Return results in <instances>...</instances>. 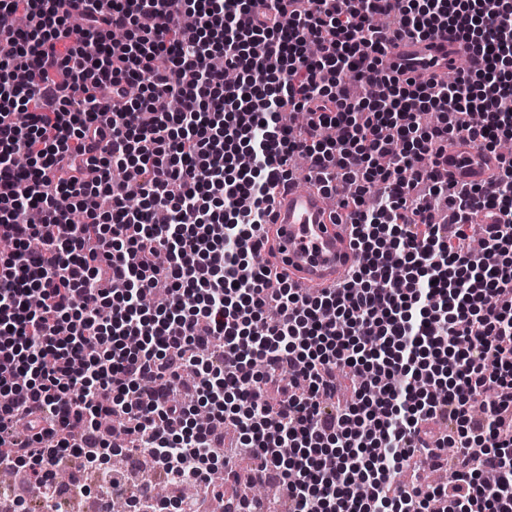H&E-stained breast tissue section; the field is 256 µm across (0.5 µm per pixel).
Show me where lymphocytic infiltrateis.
I'll use <instances>...</instances> for the list:
<instances>
[{
  "instance_id": "lymphocytic-infiltrate-1",
  "label": "lymphocytic infiltrate",
  "mask_w": 512,
  "mask_h": 512,
  "mask_svg": "<svg viewBox=\"0 0 512 512\" xmlns=\"http://www.w3.org/2000/svg\"><path fill=\"white\" fill-rule=\"evenodd\" d=\"M67 2L0 0V460L52 488L74 430L97 456L123 412L166 481L205 480L230 424L290 512H512V159L470 192L436 173L450 136H512V0ZM451 31L479 66L377 74L385 42ZM297 156L361 256L315 295L249 261ZM472 196L507 218L478 251ZM419 457L453 483L394 493Z\"/></svg>"
}]
</instances>
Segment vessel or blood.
Instances as JSON below:
<instances>
[{
  "label": "vessel or blood",
  "mask_w": 512,
  "mask_h": 512,
  "mask_svg": "<svg viewBox=\"0 0 512 512\" xmlns=\"http://www.w3.org/2000/svg\"><path fill=\"white\" fill-rule=\"evenodd\" d=\"M382 69L404 78H444L474 54L458 35L406 38L388 45ZM442 179L460 188L486 186L500 173L497 156L465 139L448 143V158L439 166ZM332 196L296 185L281 188L272 205L270 221L257 229L271 247L276 262L303 288H332L343 281L360 260L352 246V226L334 221Z\"/></svg>",
  "instance_id": "b4317fda"
}]
</instances>
